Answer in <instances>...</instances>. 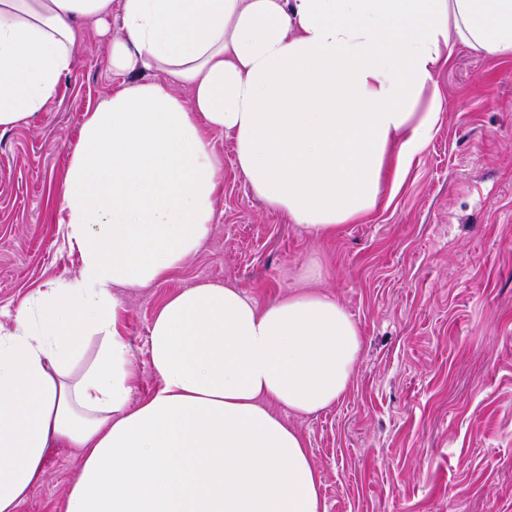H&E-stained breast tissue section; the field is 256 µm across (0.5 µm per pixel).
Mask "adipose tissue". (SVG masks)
<instances>
[{
  "label": "adipose tissue",
  "mask_w": 512,
  "mask_h": 512,
  "mask_svg": "<svg viewBox=\"0 0 512 512\" xmlns=\"http://www.w3.org/2000/svg\"><path fill=\"white\" fill-rule=\"evenodd\" d=\"M115 15L122 80L87 112L61 197L82 267L0 334V512H20L57 446L81 461L67 512H325L277 409L348 392L363 336L347 308L314 290L262 307L230 285L183 288L150 329L159 387L135 403L113 290L163 280L206 242L217 133L299 228L329 239L362 221L385 168L402 174L432 136L451 38L512 52V0H0V130L46 111L84 27Z\"/></svg>",
  "instance_id": "adipose-tissue-1"
}]
</instances>
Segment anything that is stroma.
I'll return each mask as SVG.
<instances>
[{"mask_svg": "<svg viewBox=\"0 0 512 512\" xmlns=\"http://www.w3.org/2000/svg\"><path fill=\"white\" fill-rule=\"evenodd\" d=\"M105 34L87 30L57 100L0 130V326L39 290L75 278L60 194L87 110L120 78ZM442 108L432 139L388 204L331 240L267 208L234 163L202 248L160 282L122 291L133 401L159 386L148 338L162 302L201 281L258 305L299 289L334 295L364 351L349 392L297 418L320 473L326 512H512V56L455 43L434 75ZM80 459L50 449L20 512H66Z\"/></svg>", "mask_w": 512, "mask_h": 512, "instance_id": "35a3bbf8", "label": "stroma"}]
</instances>
